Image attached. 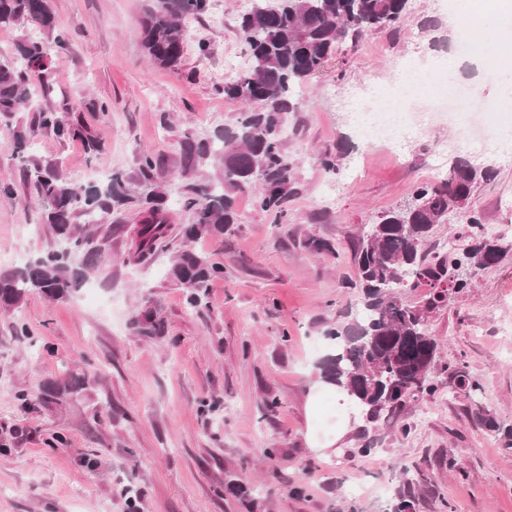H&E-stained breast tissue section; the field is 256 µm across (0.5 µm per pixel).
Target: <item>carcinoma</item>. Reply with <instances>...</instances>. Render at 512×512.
<instances>
[{"instance_id": "carcinoma-1", "label": "carcinoma", "mask_w": 512, "mask_h": 512, "mask_svg": "<svg viewBox=\"0 0 512 512\" xmlns=\"http://www.w3.org/2000/svg\"><path fill=\"white\" fill-rule=\"evenodd\" d=\"M408 0H256L242 16L241 30L250 65L217 87L224 97L249 105L235 121L210 139L184 133L179 137L185 179L181 208L192 221L183 225V238H220L237 223L234 194L247 192L254 207L273 224L288 223V200L299 190L296 161L288 154L284 132L288 117L303 110L299 91L318 73L326 60L345 42L357 45L368 33L404 22ZM208 0H153L141 20L145 54L157 67L177 70L185 50L183 23L201 17ZM23 27L29 34L14 47L12 56L0 55V114L29 111L54 90V79L31 77L32 69L45 67L50 49L66 50L68 34L57 29L47 0H0V28ZM41 127L63 141L79 139L88 159L101 144L77 122H69L50 109L37 115ZM210 167L223 178L203 177ZM140 179L136 190L126 187L123 176L112 174L105 186H76L58 166L36 164L30 171L43 202V220L59 246L11 270L0 272V308L16 309L27 293L43 294L63 302L89 280L101 276L108 257L97 244L100 222L121 211L136 194L140 220L127 262L153 261L157 245L168 232L170 207L166 193L158 190L163 176L158 159L139 155ZM494 178L493 169L457 158L434 184L413 190L411 201L397 210L382 212L378 221L353 246L357 270L354 286L362 289L357 316L336 324L327 335L333 350L319 363V377L346 391L369 419L401 412L408 404L437 391L434 375L449 371L439 365L440 340L428 327V315L446 297L447 288L472 287L474 276L493 268L506 249L482 252L469 244L448 249L428 261L423 248L436 224L459 211L457 224L471 240L484 237L483 215L464 205L475 188ZM85 219L83 225L75 218ZM223 273L201 251L182 248L168 268L169 277L186 293L191 308L200 306L209 282ZM402 288H427L424 304L403 299ZM138 334L158 337L162 320L149 314L134 321ZM85 380L70 377L44 384L41 398L56 404L84 389ZM413 481L403 480L395 512H413Z\"/></svg>"}]
</instances>
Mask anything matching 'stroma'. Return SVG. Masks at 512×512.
<instances>
[{
    "label": "stroma",
    "mask_w": 512,
    "mask_h": 512,
    "mask_svg": "<svg viewBox=\"0 0 512 512\" xmlns=\"http://www.w3.org/2000/svg\"><path fill=\"white\" fill-rule=\"evenodd\" d=\"M49 4L73 48L52 55L57 85L42 104L83 121L102 149L88 158L80 142L39 126L33 110L0 116V178L15 186L0 195V270L12 267L13 255L30 259L54 244L25 176L30 165H58L77 185L115 171L134 184L146 151L159 158V187L173 200L179 136H210L242 109L216 90L225 57L240 70L249 64L241 0H210L223 26L206 17L186 22L176 72L153 66L141 46L149 0ZM201 41L210 47L204 58ZM447 41L441 0H409L400 28L337 48L302 87V112L288 119L285 148L300 161L301 183L288 201L289 223L270 224L249 194H236L234 232L195 243L224 267L201 308H189L167 275L190 221L181 209L152 262H122L127 230L139 222L133 202L111 217L127 230L110 242L111 283L92 282L96 302L83 289L64 302L31 293L19 308L0 310V512H394L399 465L414 477V512H512V448L475 416L481 407L512 426V335L500 331L512 322V251L428 319L440 361L478 378L477 393L440 374L434 396L339 439L336 395L311 383L329 347L325 330L347 321L361 298L352 286L354 241L416 185L444 176L457 157L448 148L457 131L436 124L397 156L355 144L335 178L317 158L350 140L353 98L394 89L398 65L442 56ZM484 56L502 72L497 84L480 82L466 58L451 69L452 81L477 105L512 113V71L494 45ZM470 159L496 171L470 208L483 214L486 235L512 242V152ZM308 236L328 240L335 255L308 252ZM146 313L164 320L163 336L135 333L132 319ZM71 375L88 379L84 393L58 405L39 400L44 381ZM364 438L376 444L366 456L356 451Z\"/></svg>",
    "instance_id": "obj_1"
}]
</instances>
